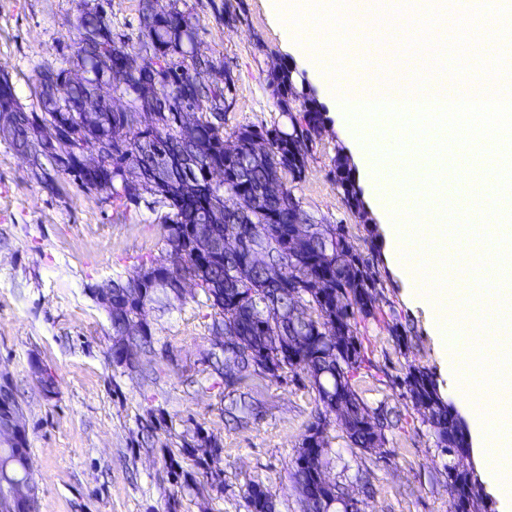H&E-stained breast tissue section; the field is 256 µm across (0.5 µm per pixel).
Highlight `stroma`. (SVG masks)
Listing matches in <instances>:
<instances>
[{
  "mask_svg": "<svg viewBox=\"0 0 512 512\" xmlns=\"http://www.w3.org/2000/svg\"><path fill=\"white\" fill-rule=\"evenodd\" d=\"M213 0H186L200 24V49L223 58L235 79L234 101L224 130L246 124L267 126L281 117L266 82L270 63L282 62L305 74L328 124L317 142L302 181L290 188L321 224L347 225L356 243L375 232L374 248L384 286L379 304L415 334L408 348L397 346L383 324L369 322L360 333L372 367L353 383L372 407L401 416L387 434L385 457L349 448L339 425L328 430L331 451L325 473H347L348 492H356L357 470H366L373 492L363 512H449L446 488L453 457L405 399L395 380L409 365L429 369L447 400H454L442 338L435 336L428 306L413 299L414 283L392 257L384 220L366 191L354 142L343 130L325 85L309 75L304 59L276 22L269 0H230L237 22L224 21ZM79 0H0V73L12 80L20 102L36 108L33 85L40 67L58 63L75 49ZM140 0H110L116 43L138 47ZM347 74L369 65L401 71L403 47L385 43L364 55L347 45L335 47ZM343 155L361 186L365 228L338 192L330 170ZM162 229L154 212L130 208L113 214L111 203L67 185L49 194L8 142L0 140V383L16 395L38 485V512H251L248 490L260 483L272 494L274 512H301L292 478L294 460L315 413V393L303 369L283 379L257 377L252 394L266 411L247 428L224 422V387L212 376L206 355L212 348L214 316L200 289L165 306H147L154 349L128 368L112 361V326L91 286L131 274L159 257ZM51 369L52 395H44L32 375L33 364ZM159 423L152 448L138 447L142 421ZM218 439L223 450L224 489L202 493L193 485L169 481L165 462L178 458L195 472L183 440L195 430Z\"/></svg>",
  "mask_w": 512,
  "mask_h": 512,
  "instance_id": "1",
  "label": "stroma"
}]
</instances>
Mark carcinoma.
<instances>
[{
  "label": "carcinoma",
  "mask_w": 512,
  "mask_h": 512,
  "mask_svg": "<svg viewBox=\"0 0 512 512\" xmlns=\"http://www.w3.org/2000/svg\"><path fill=\"white\" fill-rule=\"evenodd\" d=\"M180 0H141L137 51L129 52L116 45L112 24L102 0H80L77 46L71 56L59 64L41 67L34 88L39 110L27 109L19 101L8 75L0 73V119L9 125L10 145L19 153L36 151L44 172L51 171L69 179L82 192L99 195L116 208L142 204L160 212L164 245L188 247L192 241L206 238L212 249L199 258H189L186 266L170 271L163 266L145 273L142 264L128 277L112 279L99 288L112 298L109 317L112 338L126 337L129 349L137 353L153 350L149 324L138 331L129 328L128 312L166 299V282L190 277L200 282L206 299L219 296L222 316L213 318L211 335L218 328H232L246 338L254 356L270 365L271 378L278 380L286 369L300 366L306 370L316 393L317 407L304 438L334 423L330 418L331 401L345 410L339 422L350 447L363 450L385 444L387 432L400 422L398 415L383 406L371 407L352 384L353 374L369 359L359 339V326L380 317L375 300L382 287L377 261L354 243L344 224H315L305 239L292 245L286 241L288 229L297 218L310 220L305 211L292 201V190L284 176L297 182L305 177L314 138L325 124V116L314 96L304 112H290L296 97L292 76L285 66L268 72V86L276 97L281 116L289 120L283 126L242 125L224 136L225 100H233L235 82L225 85L224 61L204 78L197 79L186 59L193 57L199 42V22ZM169 62L162 84L147 71L146 55ZM75 68L91 77L105 78L113 91L132 95L129 112L87 106L93 83L79 84L71 79ZM80 116L76 134L103 146V155L90 165L82 158L67 154L60 135L67 132L71 113ZM195 112L196 130L184 135L182 113ZM265 140L269 150L262 156L253 151L254 138ZM131 168L149 170L153 178L144 182L128 179ZM219 170L222 178L213 181L209 172ZM336 188L350 209L362 204L350 182V175L339 159L331 170ZM279 183L280 195L264 196L266 186ZM253 209L255 246L267 250L268 263L281 264L284 277L271 282L264 265H252L245 279L238 280L232 271L246 262L247 251L229 246L238 235L240 225L227 223L226 203ZM347 250L351 259L339 265H326V251ZM306 293L310 303L308 317L293 314L297 292ZM344 296L346 305L336 307V297ZM337 322L339 335L321 331V322ZM398 346L407 347L412 328L396 319L388 325ZM299 350L300 362L285 361L284 346ZM212 371L224 375V388L234 392L249 376V359L223 350L209 356ZM400 386L413 407L423 403L430 411L423 416L435 437L436 446L450 456H465L469 446L434 379L424 367L409 366L400 378ZM258 406L239 394L224 405V418L236 426L257 418ZM329 442L322 453L306 468L293 472L298 490L312 478L311 471L326 465ZM30 456L26 440L16 442L7 458L10 469L27 480L31 470L25 466ZM448 492L452 512H487L481 484L473 471H456L448 467ZM329 495L317 499L300 498L302 512H336V502L344 512H355L345 484L336 480L327 488ZM253 512H273L272 495L267 487L253 485L249 493Z\"/></svg>",
  "instance_id": "carcinoma-1"
}]
</instances>
